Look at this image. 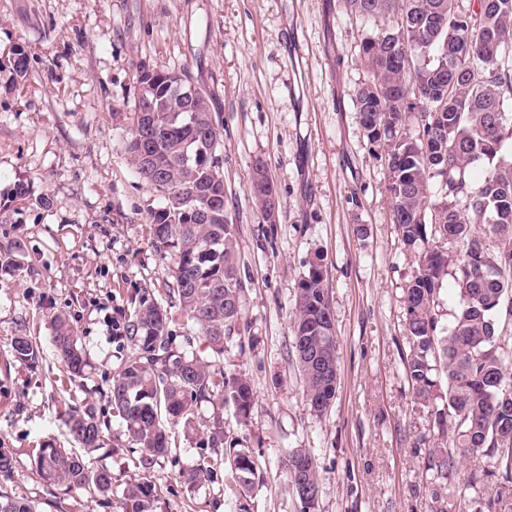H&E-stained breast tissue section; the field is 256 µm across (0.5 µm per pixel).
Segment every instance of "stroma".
<instances>
[{"mask_svg": "<svg viewBox=\"0 0 512 512\" xmlns=\"http://www.w3.org/2000/svg\"><path fill=\"white\" fill-rule=\"evenodd\" d=\"M387 25L347 0H0V60L18 46L30 58L23 91L0 72V199L20 180L34 195L0 215V450L14 462L0 487L38 512H129L124 490L143 479L161 492L158 512H236L224 467L195 487L181 477L209 455L202 439L170 426L169 454L142 465L108 404L113 376L137 352L119 327L140 300L171 313L176 347L212 357L166 293L173 262L156 251L148 220L162 199L125 151L146 67L185 74L224 125L225 211L244 296L241 342L223 359L249 379L256 404L247 422L229 405L223 416L227 435L260 463L249 512H300L285 469L295 448L316 459L317 512H428L433 430L405 375L402 297L415 263L355 107L372 79L362 43ZM294 32L297 55L287 51ZM258 159L276 188L272 224L253 199ZM317 251L339 354L336 396L319 417L290 331L297 283ZM59 315L89 360L75 381L52 346ZM23 335L38 345L35 364L12 355ZM75 403L108 418L95 458L112 472L109 496L47 485L33 464L44 444L71 447L62 415Z\"/></svg>", "mask_w": 512, "mask_h": 512, "instance_id": "obj_1", "label": "stroma"}]
</instances>
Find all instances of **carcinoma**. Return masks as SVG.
<instances>
[{"mask_svg": "<svg viewBox=\"0 0 512 512\" xmlns=\"http://www.w3.org/2000/svg\"><path fill=\"white\" fill-rule=\"evenodd\" d=\"M356 14L387 18L392 25L363 43L372 82L355 98L368 142L381 150L387 169L393 222L401 244L413 254L414 274L403 289L409 342L406 378L415 403L427 410L441 438L451 444L427 449L424 471L430 512H501L512 497V351L499 343L501 319L512 320V159L501 156L512 141V0H347ZM5 68L12 86L25 84L30 59L18 47ZM177 72L142 69L139 82L150 90L138 96L131 113L125 151L138 178L163 196L149 220L162 258L175 256L172 291L217 358L242 320L243 282L233 224L224 213L220 146L223 127L210 112H184L173 88ZM417 115V127L405 129ZM154 144L155 160L141 147ZM252 182L256 204L271 223L268 205L276 196L267 164L257 160ZM440 183L438 196L431 183ZM30 201L29 186L14 184L0 210ZM316 253L297 283L291 348L304 379L311 410L328 411L338 384V347L326 280ZM459 302L448 325L439 308L447 278ZM173 318L157 303L144 301L124 326L137 353L112 379L109 401L128 435L152 459L168 449L166 423L193 428L195 407L219 399L244 420L255 405L247 378L172 346ZM53 343L71 376L87 367L69 320H54ZM16 361L31 364L38 348L27 336L12 342ZM63 420L83 450L48 444L34 464L48 482L107 495L112 472L94 464L105 444L101 422L87 406H69ZM203 435L212 448H229L227 488L239 512L258 476V460L224 432L221 409L213 411ZM480 453L490 468L470 474L469 493L448 499L458 459ZM286 470L300 512H313L320 494L314 457L289 453ZM214 474L208 463L182 474L194 485ZM500 477L484 496L485 479ZM132 512H156L160 493L149 481L126 489ZM0 512H37L35 505L0 489Z\"/></svg>", "mask_w": 512, "mask_h": 512, "instance_id": "carcinoma-1", "label": "carcinoma"}]
</instances>
